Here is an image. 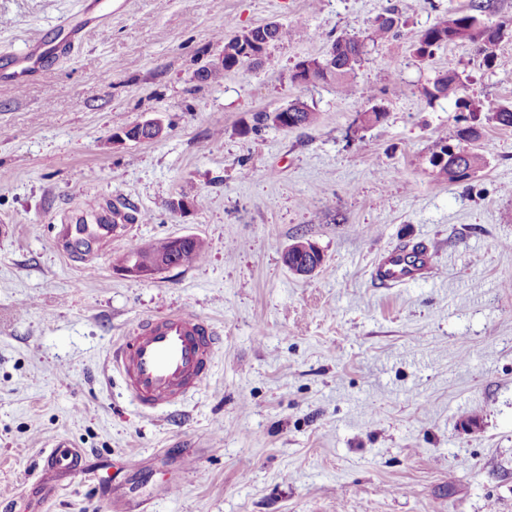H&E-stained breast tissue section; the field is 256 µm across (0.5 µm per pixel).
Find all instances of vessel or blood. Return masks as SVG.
Here are the masks:
<instances>
[{"instance_id": "obj_1", "label": "vessel or blood", "mask_w": 512, "mask_h": 512, "mask_svg": "<svg viewBox=\"0 0 512 512\" xmlns=\"http://www.w3.org/2000/svg\"><path fill=\"white\" fill-rule=\"evenodd\" d=\"M83 44L78 26H67L63 36L43 35L27 44L23 53L0 64V80L22 91L46 71L51 59L68 56ZM123 213L110 214L104 224H67L62 229L68 245L100 240L122 230ZM428 249L396 248L377 262L372 277L378 285L402 284L430 265ZM216 330L206 319L188 310L172 311L139 322L114 347L111 363L126 392L142 409H163L196 392L210 374ZM42 473L71 477L86 473L84 455L67 441L43 451Z\"/></svg>"}]
</instances>
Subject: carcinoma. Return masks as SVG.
Segmentation results:
<instances>
[{
  "mask_svg": "<svg viewBox=\"0 0 512 512\" xmlns=\"http://www.w3.org/2000/svg\"><path fill=\"white\" fill-rule=\"evenodd\" d=\"M494 0H470L464 11L450 12L448 16L421 32L414 53L428 58L442 46L457 42H468L478 51L488 54L496 42L490 39L494 33H504L512 27V20H503L495 25L483 21V16L493 11ZM388 18L373 25L370 32L363 37L338 36L331 43L323 58L306 59L299 62L291 75L292 81L303 84L335 81L344 92L351 91V78L365 60L367 43L387 41L398 33L396 22L401 20L400 13L391 9ZM304 36V32L289 29L278 23H267L244 30L232 37L224 38V58L214 66L208 75L216 77L223 72L236 69L246 64H257L267 54L270 47ZM467 77L450 68L439 72L429 86L424 88L425 96L433 101L457 98L465 88ZM491 119L502 129L512 128V105L490 102L482 106ZM281 112L292 114L294 127H307L316 122V113L302 102H291L279 108ZM386 112L379 106H372L358 112L357 120L363 125L382 122ZM479 138L478 131L472 126L461 125L456 130L454 146L457 154L447 151L446 142L435 143L428 162L437 176L448 181L465 180L475 174L484 165L482 154L474 151L469 144ZM206 242L191 236L182 248L172 245V239L164 238L148 247L128 249L116 259L121 264L130 260L145 259L153 256L168 266H181L200 261L206 254Z\"/></svg>",
  "mask_w": 512,
  "mask_h": 512,
  "instance_id": "carcinoma-1",
  "label": "carcinoma"
}]
</instances>
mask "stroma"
<instances>
[{
    "label": "stroma",
    "mask_w": 512,
    "mask_h": 512,
    "mask_svg": "<svg viewBox=\"0 0 512 512\" xmlns=\"http://www.w3.org/2000/svg\"><path fill=\"white\" fill-rule=\"evenodd\" d=\"M79 2L0 0V54ZM468 2L102 0L107 34L25 92L0 81V512H512V129L478 109L512 102V36L488 59L469 43L413 53ZM392 8L401 33L369 45L351 92L292 82ZM270 22L304 35L200 79L221 36ZM450 67L468 77L460 100L428 101ZM292 101L317 122L253 132L256 112ZM373 103L387 117L362 126ZM460 115L485 165L450 182L428 157ZM149 119L162 138L113 142ZM112 208L130 217L122 235L64 245L63 225ZM187 235L203 260L150 279L115 268L130 242ZM298 240L323 256L312 274L283 261ZM399 244L429 245L433 272L374 287ZM175 309L222 342L197 392L144 412L111 352ZM58 439L91 474L42 493L39 454Z\"/></svg>",
    "instance_id": "stroma-1"
}]
</instances>
